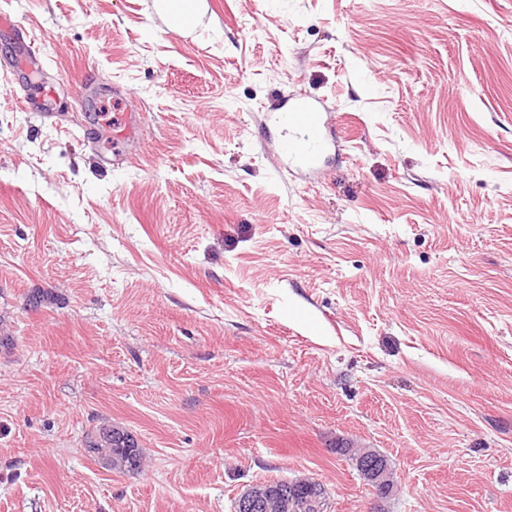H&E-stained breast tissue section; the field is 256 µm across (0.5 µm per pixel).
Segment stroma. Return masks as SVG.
Listing matches in <instances>:
<instances>
[{"mask_svg":"<svg viewBox=\"0 0 512 512\" xmlns=\"http://www.w3.org/2000/svg\"><path fill=\"white\" fill-rule=\"evenodd\" d=\"M300 94L311 182L267 120ZM0 328V512H367L346 443L383 512H512V0H0ZM317 100L299 98L288 109L272 116L281 129L282 151L297 161L307 171L317 170L320 157L329 149L334 139L335 125L324 118ZM113 432V433H112ZM125 436V445L119 440ZM86 450L89 456L97 458L102 464L119 472H130L138 470L141 466V451L135 439L127 431L114 436L112 426L95 427L88 434L85 441ZM128 461V462H127ZM129 463V468H128ZM380 460H382L380 456L360 457L357 464L360 476L367 483L380 490L381 495L374 496L375 502L384 499L390 493V489L387 488L388 482H390L388 479V470L383 460L382 463L379 462ZM286 482L288 483L282 485L278 490L279 496L282 498H288L289 496L290 498H293L294 496L298 495L301 491H305L307 488L313 486V482L307 480L294 481L293 483H290L289 481ZM289 490L291 491L290 493H288ZM272 495L274 496L270 497L272 507L269 506L268 512H291L288 509V500L286 501L285 499L277 497L275 493H273Z\"/></svg>","mask_w":512,"mask_h":512,"instance_id":"stroma-1","label":"stroma"}]
</instances>
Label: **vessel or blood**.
<instances>
[{
	"label": "vessel or blood",
	"instance_id": "1",
	"mask_svg": "<svg viewBox=\"0 0 512 512\" xmlns=\"http://www.w3.org/2000/svg\"><path fill=\"white\" fill-rule=\"evenodd\" d=\"M273 122L281 130L283 152L302 169L316 170L335 133L334 125L325 119L316 100L297 99L288 111L276 113Z\"/></svg>",
	"mask_w": 512,
	"mask_h": 512
}]
</instances>
